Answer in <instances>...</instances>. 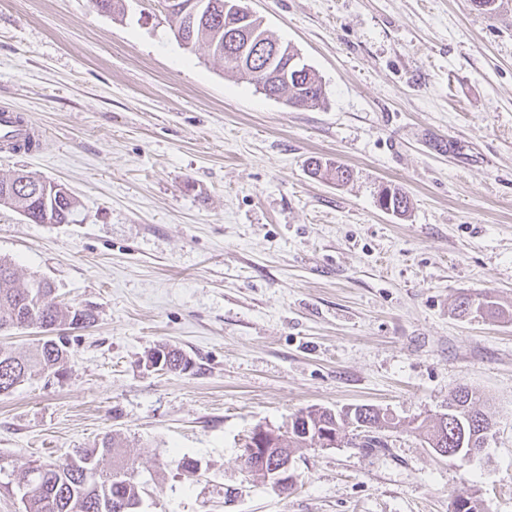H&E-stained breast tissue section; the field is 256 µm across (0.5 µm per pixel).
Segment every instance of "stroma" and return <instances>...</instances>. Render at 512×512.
<instances>
[{"instance_id":"1","label":"stroma","mask_w":512,"mask_h":512,"mask_svg":"<svg viewBox=\"0 0 512 512\" xmlns=\"http://www.w3.org/2000/svg\"><path fill=\"white\" fill-rule=\"evenodd\" d=\"M320 76L291 108L201 47L160 0H0V109L44 136L0 177L63 184L71 224L0 206V257L94 309L62 379L0 395V456L65 464L106 433L141 512H512V0H243ZM347 165L311 176L309 157ZM410 209L379 208L381 186ZM482 293L501 319L458 316ZM169 345L185 373L145 366ZM492 422L460 464L416 425L460 386ZM373 405L383 448H300L278 493L241 458L310 406ZM196 461V473L178 469ZM159 353L164 354L165 362L169 364V368L165 371L172 373H182L192 368L191 359L188 358L181 350L171 348L166 345L153 349L147 355L145 366L156 371H162V369L157 368L160 366V363L155 365V356ZM154 366L156 368H154Z\"/></svg>"}]
</instances>
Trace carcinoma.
Returning a JSON list of instances; mask_svg holds the SVG:
<instances>
[{"instance_id": "1", "label": "carcinoma", "mask_w": 512, "mask_h": 512, "mask_svg": "<svg viewBox=\"0 0 512 512\" xmlns=\"http://www.w3.org/2000/svg\"><path fill=\"white\" fill-rule=\"evenodd\" d=\"M175 38L186 46L203 45L209 54L224 62V68L239 75L265 96L275 93L291 107L297 104L316 106L324 103L322 81L311 67L298 68L299 76L288 75V80L270 87L263 82L264 69L269 58L260 63H239L242 44L234 43L228 34L239 29V13L224 10L225 0H163ZM248 35L268 44L274 38L268 34L260 18L247 23ZM313 175L329 176L338 183L352 177L348 167L311 157L307 161ZM379 206L396 214L409 209L408 196L398 188H384L378 196ZM55 288L43 277L20 281L12 263L0 258V330L24 328L48 319L52 323L73 325L77 319L87 324L95 322L93 309L72 305L60 306L55 301ZM69 352V339L65 336L49 337L27 354L0 347V394L12 391L35 375L63 376V366ZM164 354L168 371L182 373L192 368L191 359L181 350L166 345L153 349L145 366H155V356ZM476 392L468 387L459 388L448 399V412L427 423L421 422L417 430L431 444L447 428V448L455 451L454 458L467 460L478 454L485 444V430L490 420L476 408ZM306 419L310 431L330 423L336 433H344V426L361 419L372 429L389 428L392 419L377 408L336 412L325 407L310 406L299 412L288 424V438L269 449L267 464L277 462L281 456H290L297 448L313 446L312 438L296 430L299 419ZM11 475L18 486L28 488L23 512H129L126 506L142 500L145 493L140 481L136 460L123 451V441L116 436H105L91 448L74 450L69 461L57 466L50 463L30 462L13 466Z\"/></svg>"}]
</instances>
